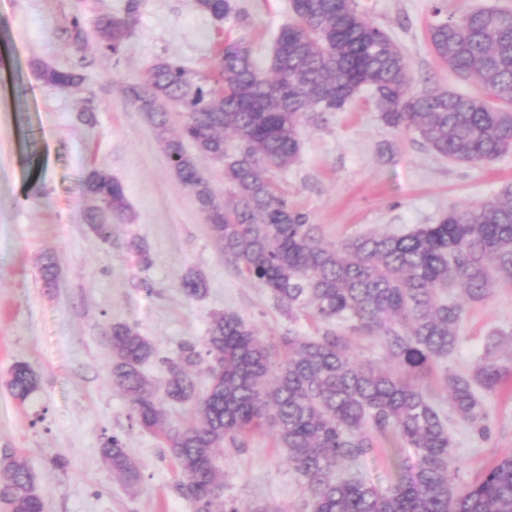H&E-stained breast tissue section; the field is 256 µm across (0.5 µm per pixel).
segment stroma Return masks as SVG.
<instances>
[{"label":"stroma","instance_id":"1","mask_svg":"<svg viewBox=\"0 0 512 512\" xmlns=\"http://www.w3.org/2000/svg\"><path fill=\"white\" fill-rule=\"evenodd\" d=\"M237 3L241 15L220 21L194 0H143L127 49L115 59L100 51L95 20L122 12L125 0H0V454L27 459L46 512H194L159 437L134 424L128 399L108 381L113 323L136 325L165 355L185 342L202 344L213 314L224 310L273 342L290 330L314 331L310 320H289L265 290L225 264L192 191L125 93L159 57L212 75L221 43L244 46L255 66L267 68L279 29L293 18L291 0ZM357 3L401 48L415 94L435 86L467 94L479 88L433 53L427 29L435 18L512 9V0ZM75 18L86 33L79 50L70 35ZM39 63L83 73L92 93L54 90L39 79ZM301 140L299 162L265 176L330 243L433 224L449 207L512 184V153L491 164L442 160L415 133L385 127L367 90L344 111L303 123ZM91 166L123 185L132 213L113 219L105 240L85 221L80 179ZM135 240L147 246L149 264L131 251ZM48 258L58 268L51 286L42 276ZM188 270L207 281L195 301L179 287ZM495 330L512 331V283H496L486 300L469 304L454 367L472 369ZM21 362L38 378L23 402L7 387ZM486 407V437L464 424L454 432L459 477L467 482L512 450V377ZM107 435L120 436L138 462L139 486L125 485L104 462ZM402 459L414 462V450L387 434L355 470L387 485ZM218 465L225 498L245 512H303V484L270 432L250 436L244 448H221Z\"/></svg>","mask_w":512,"mask_h":512}]
</instances>
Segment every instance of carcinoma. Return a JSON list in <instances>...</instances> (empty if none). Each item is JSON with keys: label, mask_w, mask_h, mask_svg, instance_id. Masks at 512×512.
<instances>
[{"label": "carcinoma", "mask_w": 512, "mask_h": 512, "mask_svg": "<svg viewBox=\"0 0 512 512\" xmlns=\"http://www.w3.org/2000/svg\"><path fill=\"white\" fill-rule=\"evenodd\" d=\"M223 20L234 0H195ZM141 7L97 19L100 49L119 58ZM296 22L281 28L268 71L244 51L216 56L213 77L160 57L142 83L126 88L146 114L176 177L194 194L224 262L268 290L293 317L323 324L317 334L290 332L269 342L239 313L213 316L203 349L186 342L172 357L127 323L111 327L108 379L129 400L135 423L162 438L187 479L183 494L194 512H244L219 501L224 475L217 449L244 448L257 429L272 432L303 480L309 512H512V451L475 482L459 481L449 423L488 434L484 396L498 392L512 368L489 355L469 371L448 365L460 342L465 301L482 302L496 282H512V186L475 203L453 205L434 224L403 234L371 233L331 244L306 213L278 197L263 176L300 158L299 128L322 112H339L363 89L371 91L383 124L412 131L437 156L459 164H489L512 150V9H480L433 23L430 45L449 70L481 84L485 94L443 87L410 93V67L398 46L358 10L356 0H292ZM39 78L60 92L86 87L73 70L37 66ZM185 114L169 132L168 105ZM235 136L233 151L226 134ZM192 144L194 151L185 149ZM206 158L224 168L229 195L219 200L199 168ZM86 219L107 239L112 216H128L123 185L96 168L85 171ZM183 294L207 292L194 271L180 276ZM348 325L380 341L381 363L356 362ZM165 364L158 391L143 371ZM443 366L448 408L422 384ZM208 377L199 393L195 376ZM8 387L27 399L37 388L33 370L18 364ZM192 403L199 422L174 428L166 404ZM391 433L415 449L411 466L398 463L396 480L381 487L342 471L371 454ZM101 455L131 487L137 462L112 435ZM37 477L19 455L0 456V509L45 512Z\"/></svg>", "instance_id": "1"}]
</instances>
